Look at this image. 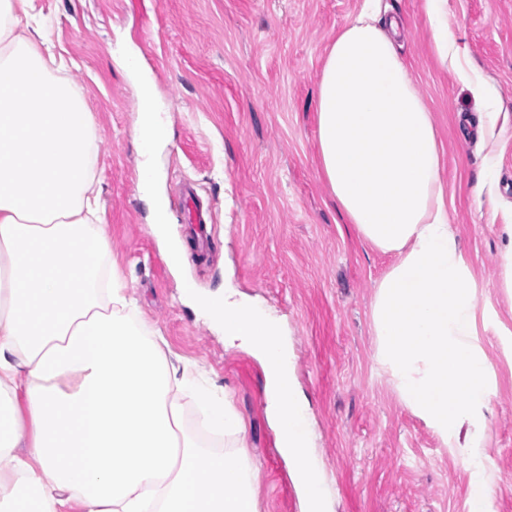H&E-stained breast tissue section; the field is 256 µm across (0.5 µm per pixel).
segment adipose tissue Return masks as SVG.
Returning <instances> with one entry per match:
<instances>
[{"mask_svg":"<svg viewBox=\"0 0 512 512\" xmlns=\"http://www.w3.org/2000/svg\"><path fill=\"white\" fill-rule=\"evenodd\" d=\"M398 29L365 8L337 32L319 81V167L345 223L395 257L374 294L373 360L461 450L468 512H491L482 285L450 224L439 130ZM50 42L0 0V512H144L151 498L159 512H258L231 392L194 387L107 264L97 131L82 87L47 66ZM189 402L233 452L200 447Z\"/></svg>","mask_w":512,"mask_h":512,"instance_id":"1","label":"adipose tissue"}]
</instances>
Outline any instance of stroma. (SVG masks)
<instances>
[{"instance_id": "obj_1", "label": "stroma", "mask_w": 512, "mask_h": 512, "mask_svg": "<svg viewBox=\"0 0 512 512\" xmlns=\"http://www.w3.org/2000/svg\"><path fill=\"white\" fill-rule=\"evenodd\" d=\"M364 0H29L48 18L64 76L80 84L98 133L96 172L109 260L141 318L209 391H231L258 466L259 512H300L299 490L266 416L264 375L186 302L233 286L277 316L308 402L331 512H467L470 474L399 400L373 362L375 287L393 262L343 223L319 174L316 107L327 50ZM443 142L448 215L494 305L480 339L496 367L484 453L493 512H512V297L499 286L512 238V0H448L449 54L431 42L426 0H379ZM138 55L170 123L159 157L174 239L176 199L195 184L211 243L173 274L137 191L138 95L121 49ZM485 83L475 100L455 69Z\"/></svg>"}]
</instances>
